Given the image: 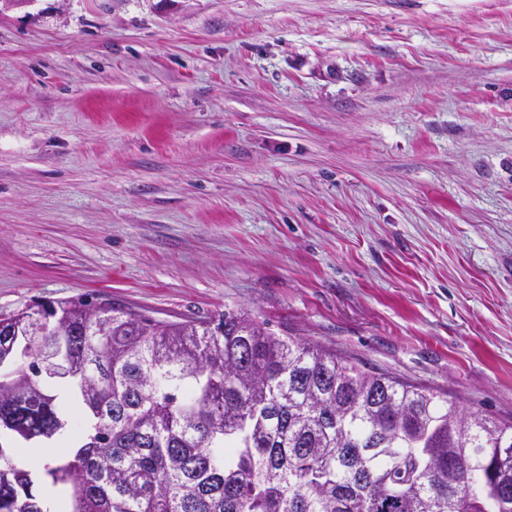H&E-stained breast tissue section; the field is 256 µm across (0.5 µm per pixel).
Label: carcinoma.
Masks as SVG:
<instances>
[{"label":"carcinoma","mask_w":512,"mask_h":512,"mask_svg":"<svg viewBox=\"0 0 512 512\" xmlns=\"http://www.w3.org/2000/svg\"><path fill=\"white\" fill-rule=\"evenodd\" d=\"M68 305L0 328V512H512V422L246 312ZM17 440L56 453L35 474Z\"/></svg>","instance_id":"cac0c4a2"}]
</instances>
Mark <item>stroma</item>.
Listing matches in <instances>:
<instances>
[{
  "label": "stroma",
  "instance_id": "obj_1",
  "mask_svg": "<svg viewBox=\"0 0 512 512\" xmlns=\"http://www.w3.org/2000/svg\"><path fill=\"white\" fill-rule=\"evenodd\" d=\"M83 298L512 419V0L0 11V315Z\"/></svg>",
  "mask_w": 512,
  "mask_h": 512
}]
</instances>
